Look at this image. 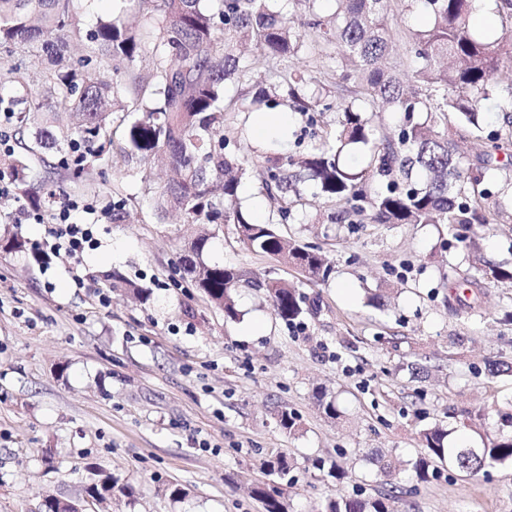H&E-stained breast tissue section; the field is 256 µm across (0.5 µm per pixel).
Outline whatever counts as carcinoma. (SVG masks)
<instances>
[{"label": "carcinoma", "instance_id": "cac0c4a2", "mask_svg": "<svg viewBox=\"0 0 512 512\" xmlns=\"http://www.w3.org/2000/svg\"><path fill=\"white\" fill-rule=\"evenodd\" d=\"M72 0H0V54L3 72L13 87L0 95V113L14 119L15 133L25 155L9 164L8 172L31 207L45 200L30 182L28 157L60 154L55 169L80 181L97 166L112 163L115 137L128 155L144 160L163 152L178 174L177 180L155 195L156 210L181 209L191 224H233L239 241L250 252L272 256L294 266L311 283H325L332 267L318 247L281 237L271 223L258 224L238 206H224L237 197L239 165L224 153V124L234 109L224 104L228 81H251V67L240 62L252 46L266 60L284 62L303 50H319L336 61L344 84L336 103L312 75L288 72V95L300 112H335L336 129L300 161L267 159L263 170L268 193L281 200L301 196L306 178L325 199L340 210L336 219L352 213L374 224H443L463 243L469 266H448L444 279L454 288L469 291L488 285L512 287V261L484 258L481 240L512 219L488 186V173L497 171L512 186V83L498 74L512 65V0H494L501 35L491 40L472 24L474 0H408L428 17L426 26L405 33L414 67L404 78L387 66L391 44L387 32L397 8L391 0H335L330 17L304 6L301 25L306 40L297 37L294 21L270 11L267 0H139L148 16L137 29L113 19L100 20L82 34ZM94 45L93 54L66 60L70 43L82 37ZM152 48L150 79L138 85L134 98L125 101L121 65L130 64L145 46ZM46 55L55 62L48 71H34L28 57ZM42 88L54 119L43 118V103L29 97L31 86ZM493 105L507 114L504 125L486 130L485 112ZM399 112L403 122L394 133L376 135V112ZM140 117L126 121L123 113ZM453 129L486 138L484 150L470 160L462 156ZM369 147L367 167L343 162L354 147ZM384 182L376 188L374 180ZM210 233L199 234L182 257L184 272L194 287L224 320L239 316V288H260L275 313L287 323L309 311L303 282L257 275L203 260ZM109 287L149 300V293L117 270L108 275ZM330 419L340 416L336 398L316 393ZM463 425L481 442L471 447L453 436L440 422L419 430L424 454L414 463V476L428 481L430 468L446 464L453 471L474 476L494 467L512 466V412L500 415L497 430L485 432V413L463 410ZM105 498L131 494V488L110 476L89 489ZM254 496L264 512H288L284 492L262 483ZM392 495L328 497L319 512H390Z\"/></svg>", "mask_w": 512, "mask_h": 512}]
</instances>
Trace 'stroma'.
Segmentation results:
<instances>
[{
	"label": "stroma",
	"instance_id": "stroma-1",
	"mask_svg": "<svg viewBox=\"0 0 512 512\" xmlns=\"http://www.w3.org/2000/svg\"><path fill=\"white\" fill-rule=\"evenodd\" d=\"M82 30L104 18L141 25L136 0H74ZM311 73L328 94L336 65L304 52L291 65L257 63L253 87L271 89V115L284 114L280 137L257 142L251 125L232 123L227 155L248 167L238 198L262 202L279 232L322 247L333 273L307 286L310 313L279 319L265 294L239 291L240 317L224 314L193 288L180 257L197 227L178 211L157 213L152 192L170 178L160 162L113 153L83 181L29 161L49 198L43 221L12 181L0 186V237L19 235L21 253L0 248V512H39L46 496L85 502L96 472L120 478L132 497L108 512H264L256 483L283 487L289 512H314L328 496L393 493L395 512H512V467L466 477L438 466L416 482L419 424L447 421L471 440L458 412L485 409L487 425L512 409V376H491L489 362L512 363V288H487L477 311L448 306L443 275L467 267L466 251L445 227L337 220L334 202L305 184L302 204L279 221L259 173L267 158H300L330 130L332 112L288 105L282 74ZM78 202L76 224L92 227L80 259L46 247L47 215ZM126 219L112 220L114 209ZM204 259L258 274L296 279L292 268L247 251L234 225L217 230ZM150 292L147 302L106 287L112 270ZM382 296L383 306L371 303ZM428 365L411 378L407 362ZM335 393L340 419L318 409V389ZM293 411L300 431L280 428ZM385 452L394 481L367 465ZM281 457L287 472L268 471ZM335 460L348 476L331 481L312 467ZM187 491L174 500L165 493Z\"/></svg>",
	"mask_w": 512,
	"mask_h": 512
}]
</instances>
